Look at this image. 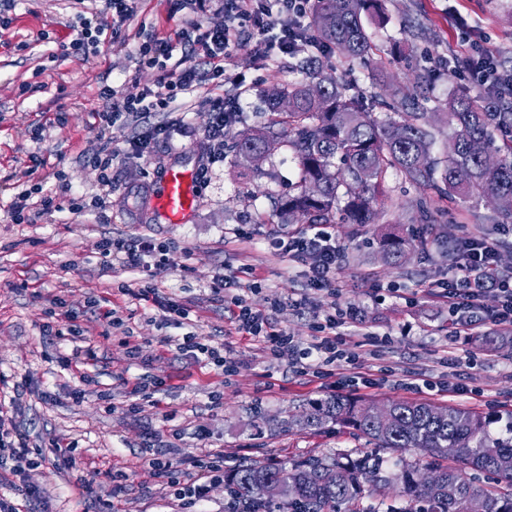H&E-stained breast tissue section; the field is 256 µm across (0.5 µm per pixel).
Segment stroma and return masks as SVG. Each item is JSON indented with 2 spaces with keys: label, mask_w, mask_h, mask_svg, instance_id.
I'll return each instance as SVG.
<instances>
[{
  "label": "stroma",
  "mask_w": 512,
  "mask_h": 512,
  "mask_svg": "<svg viewBox=\"0 0 512 512\" xmlns=\"http://www.w3.org/2000/svg\"><path fill=\"white\" fill-rule=\"evenodd\" d=\"M381 14L366 27L376 46L367 61L330 55L327 63L352 86L353 94L372 104L390 96L393 86L421 92L424 111H436L466 78L450 73V57L480 46L512 65V0H382ZM90 0H0V371L9 382L27 383L22 430L32 443L75 444L78 470L43 465L29 474L45 498L38 512H224L226 493L212 488L207 499L185 506L170 496L164 480L145 473L141 461L148 444L174 448L190 478L203 474L192 460L197 455L192 437L204 427L213 447L228 460L293 463L328 458L339 452L352 457L380 458L383 474L404 466L421 467L417 449L388 454L374 448L352 429L330 424L319 430L299 425L313 401L335 393L372 404L410 399L395 379L402 375L435 374L448 387L465 384L469 395L432 397L442 408L480 415L506 408L512 411V346L487 350L481 337L453 339L448 308L426 289L445 277L448 260L432 241L433 228L451 238L490 236L498 241V262L512 268V224L495 221L496 208L487 199L462 203L435 191L391 177L378 205L375 224L359 234L350 225L329 230L344 248L336 271L335 292L306 288V263L282 258L272 241L302 228L282 223L278 207L298 180V170L282 148L272 151L261 172L238 165L232 146L240 132L265 121L264 91L280 83L301 80L298 55L263 51L259 42L238 41L224 60L229 83L215 80L186 96L181 135L157 146L150 160L123 158L112 174V193L103 215L71 213L64 203L68 192L94 195L99 191L92 158L101 149L126 146L141 123L118 124L106 133L97 130L98 112L109 105L104 87L126 85L143 91L154 88L158 70L140 67L131 54L150 32L169 44L179 42L187 20L204 26L224 24L221 0L205 9H178L174 0H138L133 19L117 23L111 11L95 15L104 34L95 51L74 47L80 18L90 12ZM468 22L459 29L453 18ZM223 98L235 109V121L224 131V159L208 161L204 131L207 98ZM43 156L44 168L31 171V155ZM171 166L200 173L199 199L183 224H160L136 197L139 186H154ZM64 170L65 183L50 179ZM43 183L61 203L60 211L34 217L32 223H12L7 209L16 193ZM432 204L429 221H421L422 201ZM248 227L250 239L236 240L235 225ZM409 238L411 247L401 265L386 264L378 253L382 234ZM143 235L168 242L166 268L155 284L161 297L190 307L181 326L152 321V302L119 293L132 273L103 263L97 242L105 236ZM250 268L257 287L248 294L250 305L269 312L275 328L309 344L313 325L331 307H353L367 326L364 336L352 337L361 371L390 370L386 380L370 387L335 390L340 372L315 377L287 364H272L260 343L238 335L220 296L212 291L219 274ZM401 289L402 298L376 296L371 282ZM109 299L125 329L111 319L85 312L89 298ZM306 298L304 311L283 308L270 313L272 298ZM72 312L98 359L79 361L69 369L58 363L71 354L68 337L56 335L60 315ZM226 345L237 361L236 372L224 377L210 367L194 364L163 347L166 336L187 332ZM139 345L137 360H129L127 343ZM161 376L165 386L154 402L131 411L126 397L129 381ZM82 399H75L77 390ZM127 475L120 492H113L110 472ZM95 475L92 492L79 490L78 472Z\"/></svg>",
  "instance_id": "obj_1"
}]
</instances>
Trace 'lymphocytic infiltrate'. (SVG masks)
<instances>
[{
    "mask_svg": "<svg viewBox=\"0 0 512 512\" xmlns=\"http://www.w3.org/2000/svg\"><path fill=\"white\" fill-rule=\"evenodd\" d=\"M309 0H224L228 19L223 27L203 29L194 20L188 29L182 30L184 42L182 57L175 68H168L173 47L166 42L146 41L134 51L139 64L162 69L163 74L156 90L132 92L121 87L109 88L106 96L112 102L109 110L100 114L101 128H108L128 118H144L154 112H162L166 121L144 128L129 142L128 154L147 158L155 144L163 138H173L184 121L176 112L177 101L192 89L201 85L203 78L196 66L204 61L216 74L224 72V56L229 48L245 33L262 37L276 27L280 35L276 39L278 50L289 54L303 47H312L317 39L307 25ZM275 251L288 260L307 262L308 288L317 291L332 290L336 270L342 260L343 250L335 238L322 225L313 224L297 234L277 239ZM105 263L118 264L128 271L148 272L166 265L167 247L148 237H107L98 245ZM428 290L439 291L448 302L455 337L477 335L480 326L489 325L501 335L512 334V273L503 271L498 263V245L485 237L458 240L455 256L444 280L432 281ZM247 284L237 277H217L214 293L224 294L225 304L231 308L234 326L239 335L260 342L272 359L288 362L290 366L308 365L314 375H323L326 367L343 364L348 367L345 385L357 384L361 377L357 372L356 354L343 338L340 329L345 324L359 323L356 310L346 309L329 314L317 323L309 346H301L270 323L267 315L253 310L245 293ZM496 296L498 306L485 311L484 300ZM166 347L179 356L195 363L212 365L224 373H231L233 363L222 351L202 342L197 336H169L164 338ZM23 390H15L8 408L0 407V469H8L16 477H24L27 470L41 466L49 455L48 449L31 445L16 417L23 409ZM194 437L203 453L197 460L205 470V481L181 482L178 480L177 461L165 452L152 453L145 466L150 476L167 479L177 500L194 503L205 500L213 485L223 483L225 458L223 451L209 448V435L204 428H196Z\"/></svg>",
    "mask_w": 512,
    "mask_h": 512,
    "instance_id": "1",
    "label": "lymphocytic infiltrate"
}]
</instances>
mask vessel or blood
<instances>
[{"label":"vessel or blood","mask_w":512,"mask_h":512,"mask_svg":"<svg viewBox=\"0 0 512 512\" xmlns=\"http://www.w3.org/2000/svg\"><path fill=\"white\" fill-rule=\"evenodd\" d=\"M198 196L193 172L167 168L150 200L153 217L168 224L185 223Z\"/></svg>","instance_id":"obj_1"}]
</instances>
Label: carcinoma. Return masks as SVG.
Segmentation results:
<instances>
[{"label":"carcinoma","mask_w":512,"mask_h":512,"mask_svg":"<svg viewBox=\"0 0 512 512\" xmlns=\"http://www.w3.org/2000/svg\"><path fill=\"white\" fill-rule=\"evenodd\" d=\"M376 0H312V26L318 45L331 53L363 59L371 38L362 15ZM502 76L485 94L454 90L441 120L448 128L445 159L432 156L435 140L428 113L408 109L382 117L363 109L348 83L331 68L302 61L307 79L275 86L267 94L263 125L242 133L235 145L239 165L260 171L271 141L291 151L299 170L294 192L282 200L279 214L288 222L353 225L372 223L374 204L385 197L393 172L404 182L434 186L465 201L474 194L512 199V70L497 63ZM288 100V110L281 109ZM385 262L398 266L406 257L403 242L380 243ZM386 420L372 406L338 396L311 405L304 425L320 430L329 423L348 426L391 454L419 449L425 469L440 476L435 486L418 480L421 470L406 466L392 476L366 459L310 458L291 465L245 462L224 472V490L244 512L270 505L267 485L282 479L295 486L280 512H467L478 500L485 512H512V437H494L489 421L463 410L440 409L426 402L394 400ZM458 449L459 467L437 465L438 449ZM468 469L499 476L504 487L489 491L465 476ZM379 498L377 508L363 506L365 496Z\"/></svg>","instance_id":"cac0c4a2"}]
</instances>
